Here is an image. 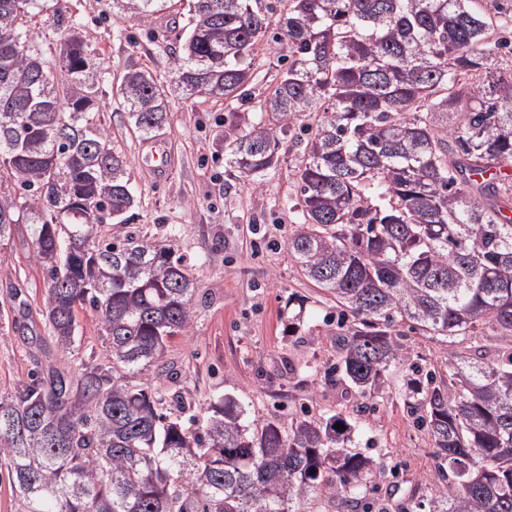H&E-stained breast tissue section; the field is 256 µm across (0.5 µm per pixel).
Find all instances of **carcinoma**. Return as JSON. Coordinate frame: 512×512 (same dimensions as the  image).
I'll return each mask as SVG.
<instances>
[{
    "label": "carcinoma",
    "instance_id": "carcinoma-1",
    "mask_svg": "<svg viewBox=\"0 0 512 512\" xmlns=\"http://www.w3.org/2000/svg\"><path fill=\"white\" fill-rule=\"evenodd\" d=\"M37 2L0 0V182L14 184L0 242L31 225L57 345L75 347L88 306L108 350L0 396V464L21 512H354L377 462L341 446L343 413L247 424L226 397L192 429L128 381L160 378L167 343L188 335L195 286L171 249L99 234L133 218L128 163L99 117L94 55L73 32L47 60L24 26ZM116 2L147 23L163 0ZM277 2L195 0L173 86L231 106L225 162L254 188L279 169L281 137L307 136L288 251L336 299L326 375L362 399L397 391L448 462L432 512H512L509 22L482 0ZM284 42L267 118L252 122L232 105L249 95L260 47ZM120 92L141 135L166 122L168 86L149 71L128 69ZM485 328L504 346L449 355L446 381L403 342Z\"/></svg>",
    "mask_w": 512,
    "mask_h": 512
}]
</instances>
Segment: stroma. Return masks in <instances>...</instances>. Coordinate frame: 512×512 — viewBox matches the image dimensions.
I'll use <instances>...</instances> for the list:
<instances>
[{"instance_id":"obj_1","label":"stroma","mask_w":512,"mask_h":512,"mask_svg":"<svg viewBox=\"0 0 512 512\" xmlns=\"http://www.w3.org/2000/svg\"><path fill=\"white\" fill-rule=\"evenodd\" d=\"M190 0H167L146 24L135 22L113 0H41L30 22L36 41L54 51L78 27L100 61L97 80L110 146L129 163L135 217L107 221L104 234H137L180 255L195 283L189 335L174 337L159 382L164 408L182 403L185 423L205 415L223 396L234 398L246 420L274 417L288 423L299 409L310 416L349 411L353 450L381 464L366 493L378 512H430L438 461L431 437L412 424L398 394L383 389L365 411L344 383L325 378L334 363L326 317L334 303L302 277L288 254L296 218L291 170L303 145L282 141L278 171L252 188L224 163L223 103L172 98L166 123L151 139L135 129L118 92L130 68L171 79ZM170 159L155 169L152 144ZM30 225H16L0 243V394L13 392L30 372L47 366L79 367L106 347L95 312L78 310L80 347H59L39 313L46 287L31 261ZM302 322H294L295 313ZM404 343L412 361L443 369L448 352L470 353L472 340L448 344L413 334Z\"/></svg>"}]
</instances>
